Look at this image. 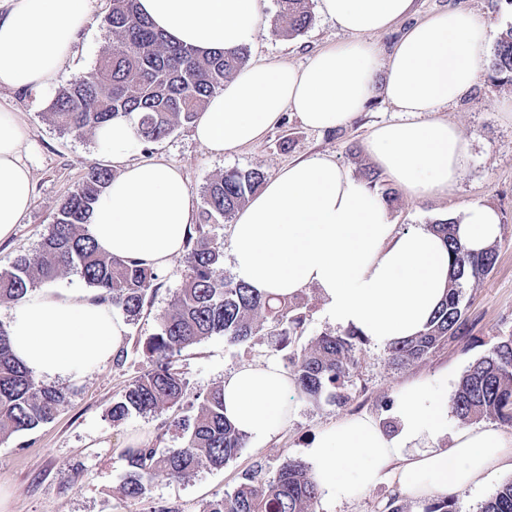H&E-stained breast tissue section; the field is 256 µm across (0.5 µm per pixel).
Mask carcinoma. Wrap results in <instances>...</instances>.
I'll return each instance as SVG.
<instances>
[{"label":"carcinoma","mask_w":512,"mask_h":512,"mask_svg":"<svg viewBox=\"0 0 512 512\" xmlns=\"http://www.w3.org/2000/svg\"><path fill=\"white\" fill-rule=\"evenodd\" d=\"M282 32L298 35L312 21L307 0H277ZM104 24L116 41L102 53L98 76L79 80L62 90L51 105V116L65 132L94 135L117 118L135 122L137 139L160 141L177 127L195 121L206 99L224 87L248 60L245 47L200 55L188 46L172 45L137 10L136 0H112ZM490 70L512 82V26L501 33ZM112 180L110 169L91 164L79 183L60 204L37 253L17 258L0 269V301L18 302L36 284L51 281L75 269L99 297L129 317L140 314L148 290L156 280L153 269L139 261L120 259L97 248L87 230L92 205ZM265 175L258 169L229 170L205 187L199 214V236L189 238V269L182 287L151 337L146 351L150 367L112 404V422L130 414H152L180 404L187 381L175 366L183 349L220 334L230 343L249 340L263 324L278 337L276 351L291 367L298 390L312 398H336L356 363L358 332L324 334L300 350L293 348L304 325V303L263 294L248 285L220 276L224 241L204 228L231 218L259 190ZM455 221L430 226L448 245L452 274L446 297L426 329L388 347L392 360L425 359L448 337L457 335L463 320V290L495 266L497 252L490 246L480 254L458 241ZM68 392L35 381L15 359L8 330L0 324V442L46 423L65 406ZM453 405L463 421L494 417L512 425V337L503 340L462 377ZM184 443L179 448H127L128 470L122 491L140 498L158 476L186 477L203 465L224 466L243 447L245 434L224 417V391L208 392L193 414L178 422ZM320 492L308 468L285 461L273 480L252 474L224 498L210 501L203 512H313ZM481 512H512V481L502 485L484 503Z\"/></svg>","instance_id":"cac0c4a2"}]
</instances>
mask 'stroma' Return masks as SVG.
<instances>
[{
	"label": "stroma",
	"mask_w": 512,
	"mask_h": 512,
	"mask_svg": "<svg viewBox=\"0 0 512 512\" xmlns=\"http://www.w3.org/2000/svg\"><path fill=\"white\" fill-rule=\"evenodd\" d=\"M259 3L261 30L255 45L248 49L250 60L268 58L298 66L316 50L350 38L335 21L319 13L318 0H308L312 22L293 36L279 28L276 0ZM111 7L112 0H89L90 21L52 90L0 91L1 99L21 111L28 134L23 159L35 183L31 208L11 239L0 243V268L9 267L18 256L35 254L55 212L81 182L89 164H112L96 137L62 132L50 115L56 91L96 75L99 58L113 41L102 24ZM451 8L469 10L486 21L493 42L512 26V0H415L410 20L419 22ZM479 70L477 83L441 113L470 142L457 185L447 195L422 200L406 196L384 177L375 186L378 194L395 195L390 214L401 230L457 217L474 204L490 205L499 213L497 263L486 276L468 284L463 300L465 325L459 335L449 338L427 359L407 364L395 363L385 348L359 340L350 379L341 388L345 403L327 397L312 401L292 393L295 411L270 440L261 444L246 440L244 448L224 467L205 465L180 480L157 478L143 497L131 499L122 492L127 468L124 449L180 447L182 433L176 421L211 389L221 386L225 374L277 357L276 337L264 332L242 344L229 343L221 336L206 338L177 358L188 382L181 405L151 415L133 414L113 423V401L148 369L146 344L158 333L162 317L182 286L188 256L180 254L167 271L159 273L140 314L127 320L128 334L112 358L84 376L64 382L70 398L55 419L0 442V487L12 494L8 512H153L160 505L172 512H202L209 501L223 498L251 473L271 480L286 459L306 461V450L317 434L345 417L366 415L385 430L397 432L392 407L406 384L444 374L449 391H456L472 364L512 336V82L493 74L487 62H480ZM400 118V112L378 94L350 122L333 130L310 129L288 112L256 144L215 156L193 139L191 126L184 125L161 141L135 144L130 158L162 160L178 167L198 202L206 185L231 169H258L271 178L292 162L319 156L332 158L355 176H362L373 166L364 148L368 135L374 126ZM303 297L307 308L306 323L296 342L300 348L320 335L339 331L327 317L317 289H306Z\"/></svg>",
	"instance_id": "stroma-1"
}]
</instances>
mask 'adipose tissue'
<instances>
[{"instance_id": "adipose-tissue-1", "label": "adipose tissue", "mask_w": 512, "mask_h": 512, "mask_svg": "<svg viewBox=\"0 0 512 512\" xmlns=\"http://www.w3.org/2000/svg\"><path fill=\"white\" fill-rule=\"evenodd\" d=\"M171 41L204 52L253 45L258 0H138ZM414 0H318L320 13L352 39L291 66L258 60L225 82L193 124V137L221 155L258 142L285 112L315 130L347 124L375 93L403 120L375 127L366 150L404 194H447L461 178L468 143L440 119L479 77L488 27L451 9L408 27L387 58L365 40L413 12ZM89 22L88 0H0V90L45 91L72 57ZM27 139L19 110L0 103V241L9 239L33 200L22 159ZM121 171L94 203L88 230L113 256L164 270L183 251L193 202L181 170L160 160L132 162L137 141L126 119L97 133ZM500 216L473 205L457 235L479 252L500 236ZM235 281L261 293L291 296L314 287L328 317L385 347L424 330L449 282L448 249L426 228L397 230L385 201L336 161L313 157L288 164L239 212L231 236ZM12 351L43 382L78 378L122 345L126 324L87 294L45 288L16 303L8 323ZM294 383L280 365H244L224 377V415L257 442L290 418ZM400 431L367 416L325 427L307 450L320 492L350 504L383 481L424 501L512 470V435L493 425L448 430V381H415L401 389ZM450 437L449 447L436 442Z\"/></svg>"}]
</instances>
